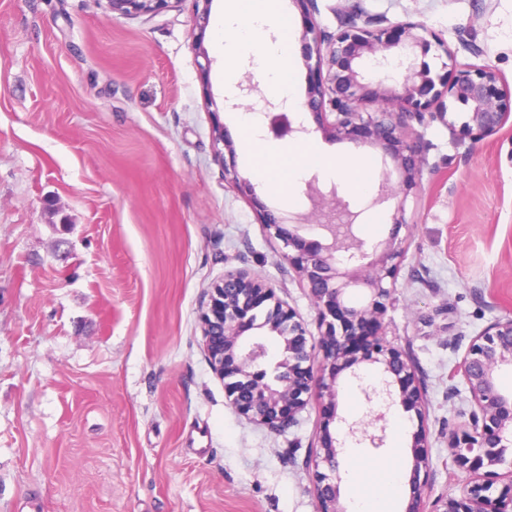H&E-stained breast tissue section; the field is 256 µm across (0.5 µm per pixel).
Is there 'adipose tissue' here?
I'll list each match as a JSON object with an SVG mask.
<instances>
[{"instance_id":"1","label":"adipose tissue","mask_w":512,"mask_h":512,"mask_svg":"<svg viewBox=\"0 0 512 512\" xmlns=\"http://www.w3.org/2000/svg\"><path fill=\"white\" fill-rule=\"evenodd\" d=\"M242 2L243 0H224V22L219 29V48L228 53L242 45L255 47L260 61L268 69L272 82L277 83L280 94L288 101H295L293 85H286L280 81V68L289 59L290 43L285 38L269 43L263 36L266 16L269 11L276 9L278 0H255L256 7L244 25L237 22ZM374 469V463L362 459L352 461V512H390L388 497L383 496L378 483L370 479Z\"/></svg>"}]
</instances>
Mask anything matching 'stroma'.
I'll list each match as a JSON object with an SVG mask.
<instances>
[{
  "instance_id": "1",
  "label": "stroma",
  "mask_w": 512,
  "mask_h": 512,
  "mask_svg": "<svg viewBox=\"0 0 512 512\" xmlns=\"http://www.w3.org/2000/svg\"><path fill=\"white\" fill-rule=\"evenodd\" d=\"M223 4L170 0L123 16L108 0H0V512L317 510L306 461L322 401L270 431L235 410L202 348L204 294L235 268L317 328L281 242L215 161L212 128L232 135L236 168L268 207L309 210L305 181H280L297 162L321 188L337 185L372 243L388 238L396 202L368 207L371 192L400 177L379 150L319 132L268 135L253 154L224 98L247 79L279 93L252 51L228 59L217 48ZM350 12L382 28L422 24L456 68L490 65L512 86V0H316L307 14L281 0L267 30L291 42L297 100L310 79L305 26L333 32ZM405 133L425 165L383 333L415 361L426 417L394 406L385 448L339 459L381 464L397 449L411 477L412 433L425 424L432 512L470 481L448 453L449 430L466 428L473 408L459 362L512 315V121L476 146L439 121L409 120ZM343 156L366 166L330 174Z\"/></svg>"
}]
</instances>
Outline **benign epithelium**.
I'll use <instances>...</instances> for the list:
<instances>
[{
    "mask_svg": "<svg viewBox=\"0 0 512 512\" xmlns=\"http://www.w3.org/2000/svg\"><path fill=\"white\" fill-rule=\"evenodd\" d=\"M121 15L155 12L168 0H109ZM367 19L357 24L352 16L336 32L309 24L302 33L304 60L311 79L303 106L311 112L316 130L332 140L351 141L379 148L399 172L403 198L395 207L392 223L407 225L405 202L417 188L424 159L416 142L402 134L406 121L425 114L459 128L460 134L477 145L497 134L512 118V90L489 66L448 74L454 52L418 23H402L394 30L372 28ZM445 58L440 70L426 62L416 66L417 54L432 46ZM249 111L258 115L263 129L276 139L305 138L311 129L290 115L287 101L252 99ZM215 160L224 176L256 209L268 231L283 243L284 258L306 282L317 311L319 334L313 336L291 308L276 300L275 289L245 269L224 272L208 292L199 314L204 352L212 372L228 380L231 404L247 419L281 432L297 422L298 413L316 393L336 407L340 374L362 363L378 365L380 378L363 384L354 371L368 402L381 401L368 423L343 424L341 438L330 431L327 419L318 436L319 452L314 466L325 465L334 474L317 473V512H346L340 506L338 456L353 443L364 448H383L387 439L391 407L415 412L419 424L412 434V499L407 512H421L425 484L420 473L429 468L428 440L424 428L421 380L414 361L383 337L382 319L386 301L402 254L401 243L392 236L366 245L351 233V225L336 220L352 215L349 202L339 197L337 187H319L314 173L306 181L312 203L310 213L283 216L264 205L250 179L230 163L236 154L224 125H214ZM352 287L367 290L365 301L353 303ZM276 343L279 354L270 355ZM512 368V316L490 324L472 341L459 373L474 410L470 426L448 432L453 465L476 473L485 466L506 465L508 482L495 487L494 473L477 477L466 494L450 498L435 512H512V394L498 386V374Z\"/></svg>",
    "mask_w": 512,
    "mask_h": 512,
    "instance_id": "7a95c632",
    "label": "benign epithelium"
}]
</instances>
